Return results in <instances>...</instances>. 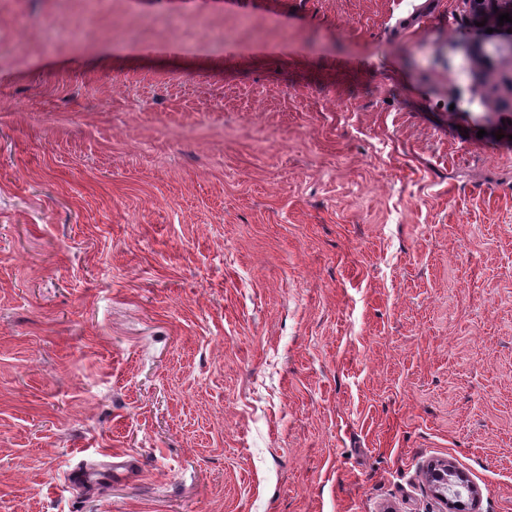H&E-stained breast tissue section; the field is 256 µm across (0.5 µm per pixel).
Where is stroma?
Instances as JSON below:
<instances>
[{"label":"stroma","instance_id":"35a3bbf8","mask_svg":"<svg viewBox=\"0 0 512 512\" xmlns=\"http://www.w3.org/2000/svg\"><path fill=\"white\" fill-rule=\"evenodd\" d=\"M439 460L512 512V36L0 0V512H443Z\"/></svg>","mask_w":512,"mask_h":512}]
</instances>
